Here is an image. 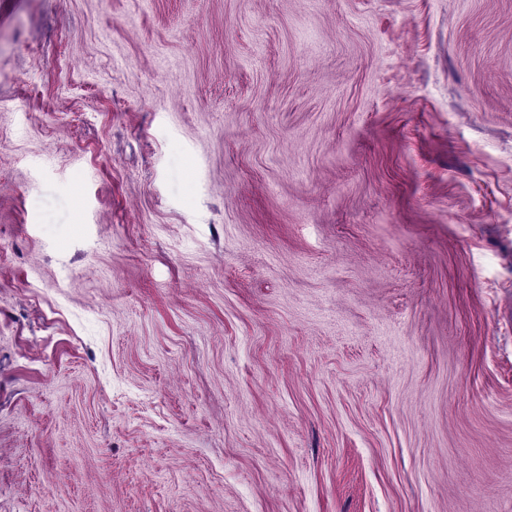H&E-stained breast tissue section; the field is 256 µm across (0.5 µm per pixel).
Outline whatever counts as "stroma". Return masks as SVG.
<instances>
[{
  "label": "stroma",
  "mask_w": 512,
  "mask_h": 512,
  "mask_svg": "<svg viewBox=\"0 0 512 512\" xmlns=\"http://www.w3.org/2000/svg\"><path fill=\"white\" fill-rule=\"evenodd\" d=\"M0 512H512V0H0Z\"/></svg>",
  "instance_id": "obj_1"
}]
</instances>
